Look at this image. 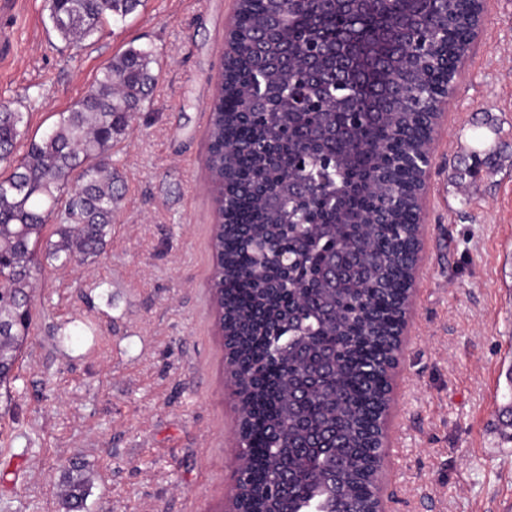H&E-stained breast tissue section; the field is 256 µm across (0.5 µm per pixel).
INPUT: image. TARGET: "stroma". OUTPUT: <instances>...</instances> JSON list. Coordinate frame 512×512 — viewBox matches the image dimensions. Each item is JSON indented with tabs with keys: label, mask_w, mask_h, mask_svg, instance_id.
<instances>
[{
	"label": "stroma",
	"mask_w": 512,
	"mask_h": 512,
	"mask_svg": "<svg viewBox=\"0 0 512 512\" xmlns=\"http://www.w3.org/2000/svg\"><path fill=\"white\" fill-rule=\"evenodd\" d=\"M235 0H144L82 49L47 0H0V99L23 139L70 109L115 54L159 79L112 151L120 210L93 261L46 266L19 378L0 397V512H224L236 405L210 296L215 201L205 131ZM422 265L385 458L386 512L512 502V0H486L436 138ZM84 465H80L78 462H71L66 469L65 483H66V496L65 503L69 509H82L84 506V500L87 494V480L81 477V471ZM76 471L80 474L79 478H74L73 472Z\"/></svg>",
	"instance_id": "stroma-1"
}]
</instances>
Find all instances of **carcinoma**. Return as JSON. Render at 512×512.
<instances>
[{
  "mask_svg": "<svg viewBox=\"0 0 512 512\" xmlns=\"http://www.w3.org/2000/svg\"><path fill=\"white\" fill-rule=\"evenodd\" d=\"M141 0H50L54 30L72 49L81 48L109 19L132 13ZM470 0H441L434 20L447 31V56L421 70L404 53L388 58L374 76L368 101L345 108L332 95H314L307 75L288 66L263 68L252 58L234 61L232 82L211 106L207 166L218 214L229 212L214 247L217 308L227 310L221 331L238 347L241 405L248 413L255 461L244 487L249 512H333L322 492V472L345 462L341 481L351 512H371L377 500L368 464L383 453L374 423L387 382L379 371L407 282L405 251L414 226L405 198L412 175L401 159L419 152L418 116L394 111L388 87L419 100L429 86L452 78L455 59L469 36ZM288 0H241L236 13L244 36L259 26L267 33L260 51L308 55L314 41L336 43L345 14L331 3L303 0L296 20L279 29ZM412 0H391L359 18L363 36L383 53L402 20L418 15ZM154 52L129 45L102 68L84 95L40 138H32L0 178V386L14 369L31 333L34 287L45 259L65 267L97 257L112 230L122 195L112 148L128 133L135 114L157 81ZM304 85L310 109L288 111L289 79ZM24 113L0 102V162L10 159ZM386 223L372 224L376 213ZM57 239L43 240L48 223ZM363 269L341 291L317 287L320 268L338 246ZM296 258L285 276L275 255ZM336 359V380L310 391L304 420L290 421L288 378L301 381L303 363ZM309 456L295 493L267 492L270 470L300 454ZM78 462L65 473L68 508L82 509L87 480Z\"/></svg>",
  "mask_w": 512,
  "mask_h": 512,
  "instance_id": "obj_1",
  "label": "carcinoma"
}]
</instances>
